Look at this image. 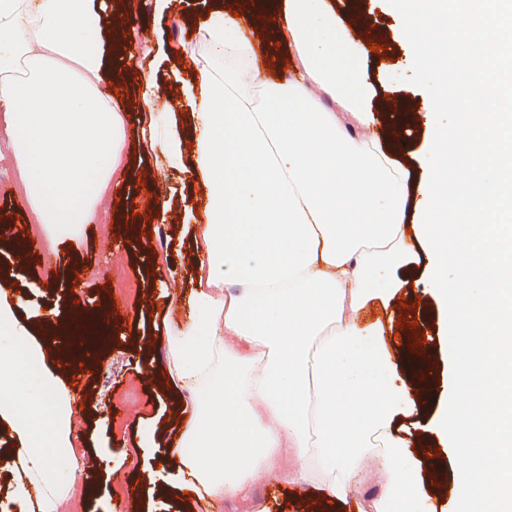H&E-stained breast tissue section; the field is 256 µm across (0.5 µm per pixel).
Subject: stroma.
Instances as JSON below:
<instances>
[{
    "label": "stroma",
    "instance_id": "stroma-1",
    "mask_svg": "<svg viewBox=\"0 0 512 512\" xmlns=\"http://www.w3.org/2000/svg\"><path fill=\"white\" fill-rule=\"evenodd\" d=\"M214 2L171 0L160 11L155 0H132L134 11L141 16V43L126 69L116 77H103L100 86L105 91L119 90L120 106L136 135L124 145L126 174L118 187L107 190L92 223L79 225L59 239L52 225L37 223L21 186L19 166L0 130V155L10 169L9 174L0 175V217L17 219L42 246L41 255L22 264L15 257L12 241L0 238V268L13 275L15 288L27 299L20 320L45 326L62 321L73 291L83 295L88 310L111 306L116 311L108 323L110 346L91 354L92 373L82 372L73 379V404L88 415L74 446L77 454L97 458L96 466L84 473L94 490L87 512H111L117 496L122 499V512H188L181 499L149 494L150 484L160 483L166 463L162 448L143 450L139 443L147 431L165 440L174 430L176 417L191 409L189 394L173 395L147 379L146 372L164 370L167 328L190 317L186 297L193 283L192 248L183 227L199 222L196 209L204 199L183 170L168 167L153 151L148 132L151 115L141 105L136 86L142 74L153 73L162 90L158 106L175 108V120L184 122L185 115L176 105L188 65L181 60L179 46L191 37L192 24L212 10ZM365 23L384 45L381 53L365 59V70L377 89L374 107L379 121L392 119L391 107L396 103L404 105L408 114L423 115L426 106L416 85L386 79L387 71L403 64L413 50L401 36L386 0H364L362 13L347 19L351 29ZM149 191L175 200L177 207L168 222H138L135 213ZM120 211L127 214V224L141 223L137 236L127 237V224L113 222V215ZM426 266L427 258L420 252L403 273L407 282L403 295L414 307L418 330L426 335L437 374L436 400L423 407V425L415 429L412 445L425 459L423 481L449 507L457 461L426 426L442 410L451 382L447 317L427 290ZM118 269L134 284L136 294L114 296L112 278ZM133 386L138 397L132 402L126 393ZM253 491L259 496L256 512H318L315 493L305 495L290 486L276 488L265 480L256 481Z\"/></svg>",
    "mask_w": 512,
    "mask_h": 512
}]
</instances>
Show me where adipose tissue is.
I'll list each match as a JSON object with an SVG mask.
<instances>
[{
  "label": "adipose tissue",
  "mask_w": 512,
  "mask_h": 512,
  "mask_svg": "<svg viewBox=\"0 0 512 512\" xmlns=\"http://www.w3.org/2000/svg\"><path fill=\"white\" fill-rule=\"evenodd\" d=\"M390 2L428 105L417 181L400 160L402 119L377 127L368 49L327 0L271 7L288 78L255 67L249 0L214 8L180 47L194 123L155 116L153 144L206 195L187 227L190 319L165 339L170 388L196 398L169 440L166 483L194 512L260 478L356 512H437L402 427L432 401L434 363L417 348L395 357L385 323L359 321L401 294L419 247L453 342L455 413L432 428L461 462L454 512L489 492L494 512H512V0ZM135 44L131 16L105 0H0V115L39 223H89L124 172L131 130L99 82ZM462 83L476 89L468 126L448 96ZM22 304L0 277V469L19 512H58L92 494L73 448L81 415L46 365L55 344L17 319Z\"/></svg>",
  "instance_id": "adipose-tissue-1"
}]
</instances>
